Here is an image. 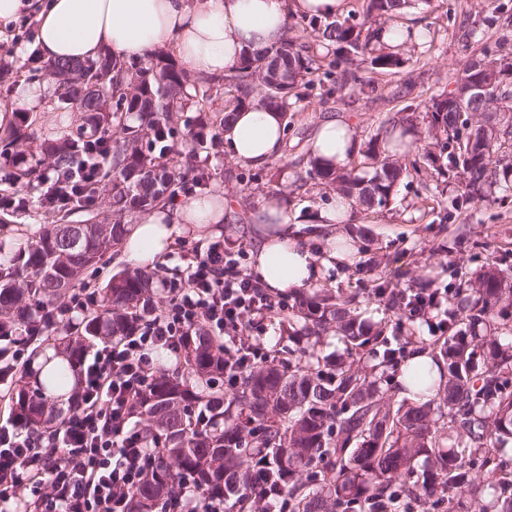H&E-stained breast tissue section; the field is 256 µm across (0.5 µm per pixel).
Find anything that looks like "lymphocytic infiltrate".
Wrapping results in <instances>:
<instances>
[{
	"mask_svg": "<svg viewBox=\"0 0 512 512\" xmlns=\"http://www.w3.org/2000/svg\"><path fill=\"white\" fill-rule=\"evenodd\" d=\"M104 178L100 161L50 176L40 195L54 211L90 203L89 187ZM165 305L141 318L116 343H103L82 362L72 411L49 434L0 423V512H127L131 492L156 460L132 420L163 350L182 358L198 327L224 341V387L272 357L265 322L287 314L286 296L265 288L239 254L212 245L187 257L183 278L169 281Z\"/></svg>",
	"mask_w": 512,
	"mask_h": 512,
	"instance_id": "1",
	"label": "lymphocytic infiltrate"
}]
</instances>
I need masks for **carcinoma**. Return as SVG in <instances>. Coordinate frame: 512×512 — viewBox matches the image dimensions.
Returning a JSON list of instances; mask_svg holds the SVG:
<instances>
[{
	"label": "carcinoma",
	"instance_id": "1",
	"mask_svg": "<svg viewBox=\"0 0 512 512\" xmlns=\"http://www.w3.org/2000/svg\"><path fill=\"white\" fill-rule=\"evenodd\" d=\"M413 2L362 0L342 20L303 18L279 44L244 54L221 77H198L158 50L131 63L105 53L82 62H44L21 74L25 81L44 73L56 78L55 109L83 113L90 132L107 139L101 160L115 219L80 222L76 250L70 249L73 225L48 224L20 260L0 269V321L14 330V340L61 358L42 373L29 371L12 389L10 412L19 426L41 428L47 410L72 396L69 376L89 344L126 333L153 302L155 274L112 275L100 288V308L85 313L76 329L60 326L51 336H32L37 310L56 307L85 268L120 245L125 216L169 201L191 177L206 180L199 159L221 140L226 113L260 105L280 111L288 129L299 89L339 70L344 82L328 88L329 97L358 79L361 61L378 75L399 72L405 60L383 50L379 38ZM312 42L335 44L334 59L311 51ZM511 53L504 33L460 67L456 91L492 78L496 106L455 91L408 104L402 108L406 116L385 118L370 136L357 165L366 175L357 168L331 170L311 157L302 185L311 179L352 198L366 214L387 207L399 182L410 177L459 181L461 193L450 201L454 210L488 201L495 187L511 191L512 124L503 121L512 112V64L502 65ZM34 124L24 112L0 141L11 182L38 184L47 177L44 164L62 172L87 159L78 147L81 130L41 145L42 159L26 152L24 146L36 140ZM180 125L188 129V165L173 170L162 159L174 150ZM413 282L403 289L382 281L374 295L400 316L434 286L424 276ZM356 297L331 289L288 296V361L247 372L229 397L224 345L192 337L185 373L161 371L144 392V439L159 445L161 455L133 492L130 512H178L187 487L221 499L227 512H258L256 498L267 494L287 500L288 512H512V470L500 460L512 440V341L501 340L512 335V284L490 267L449 286L440 339L418 336L400 320L392 327L367 323L352 308ZM333 331L345 352L318 354L322 336ZM419 351L428 352L434 368L409 369L415 399L396 403L389 383ZM218 398L224 407L213 410L209 425L190 422L193 410ZM261 468L265 479L256 488Z\"/></svg>",
	"mask_w": 512,
	"mask_h": 512
}]
</instances>
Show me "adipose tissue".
Masks as SVG:
<instances>
[{
	"instance_id": "ef3b65f1",
	"label": "adipose tissue",
	"mask_w": 512,
	"mask_h": 512,
	"mask_svg": "<svg viewBox=\"0 0 512 512\" xmlns=\"http://www.w3.org/2000/svg\"><path fill=\"white\" fill-rule=\"evenodd\" d=\"M344 0H48L33 10L32 0H0V24L36 12L38 52L43 60L86 61L104 53L138 58L168 47L187 69L221 76L235 67L246 49L281 41L291 16L333 15ZM285 122L279 111L260 106L237 109L224 128V141L237 161L258 167L282 153ZM355 133L330 118L312 143L314 157L326 168L347 167L357 152ZM262 236L255 270L275 292L305 288L341 260L336 248L315 253L293 234L287 197L261 198L250 212ZM224 220V197L206 192L185 202L161 205L128 228L123 260L149 269L164 262L182 230L205 236V228Z\"/></svg>"
}]
</instances>
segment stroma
Instances as JSON below:
<instances>
[{
  "mask_svg": "<svg viewBox=\"0 0 512 512\" xmlns=\"http://www.w3.org/2000/svg\"><path fill=\"white\" fill-rule=\"evenodd\" d=\"M485 0H421L410 13L422 29L421 36L405 50L407 63L396 75L379 77L382 89L371 92L368 72H361L358 82L348 84L332 96H325L323 86L308 90L297 103L294 125L284 136L283 161H271L265 167L266 191L287 194L296 209V227L306 237L313 251L326 249L327 233L313 220L319 208L331 198L330 192L317 185L294 190V182L304 176L310 156L311 140L327 118H343L353 128L359 143H366L378 129L385 113L397 112L406 103H418L454 88L459 76V63L479 49L484 39L495 37L494 29L484 22ZM411 81L408 98H395L397 86ZM207 191L222 193L223 223L214 225L203 238L183 233L174 251L159 265L163 279L180 277L186 263L184 251L208 249L214 242L243 253L242 263L253 267L257 235L247 214L258 200L247 189L244 179L249 167L233 159L227 149L211 155L205 165ZM15 194L27 197L26 209L0 207V237L12 235V246L0 256V263L12 258L43 230L45 207L37 190L15 187ZM457 194L456 184H448L434 194H427L422 181L403 180L387 208L367 219L352 218L349 223L335 225L334 231L352 242L356 248L370 247L380 259V266L365 264L363 256L338 263L322 280V287L357 296V309L373 322L388 319L389 313L374 296L375 286L384 280H399L408 285L410 276L421 275L424 266L433 265L437 288L449 283L474 278L480 270L497 266L512 274V202L477 205L453 215L441 223L433 212L432 202L451 201Z\"/></svg>",
  "mask_w": 512,
  "mask_h": 512,
  "instance_id": "stroma-1",
  "label": "stroma"
}]
</instances>
